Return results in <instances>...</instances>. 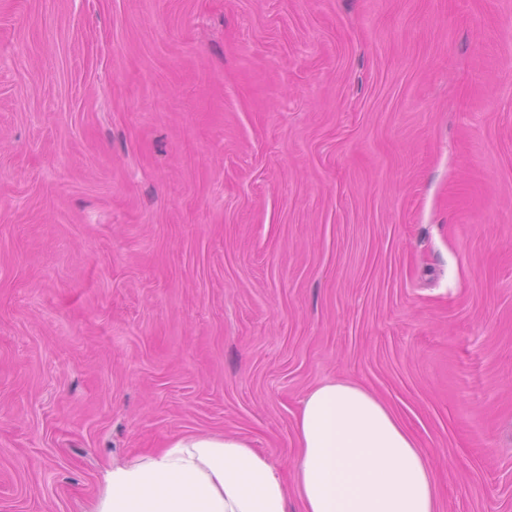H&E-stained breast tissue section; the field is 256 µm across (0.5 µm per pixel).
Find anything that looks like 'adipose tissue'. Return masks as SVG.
Instances as JSON below:
<instances>
[{
    "label": "adipose tissue",
    "instance_id": "1",
    "mask_svg": "<svg viewBox=\"0 0 512 512\" xmlns=\"http://www.w3.org/2000/svg\"><path fill=\"white\" fill-rule=\"evenodd\" d=\"M299 454L285 482L241 436L188 434L113 467L96 512H438L432 465L415 436L365 387L328 378L301 399Z\"/></svg>",
    "mask_w": 512,
    "mask_h": 512
}]
</instances>
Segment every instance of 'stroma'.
<instances>
[{
	"label": "stroma",
	"instance_id": "35a3bbf8",
	"mask_svg": "<svg viewBox=\"0 0 512 512\" xmlns=\"http://www.w3.org/2000/svg\"><path fill=\"white\" fill-rule=\"evenodd\" d=\"M327 378L512 512V0H0V512Z\"/></svg>",
	"mask_w": 512,
	"mask_h": 512
}]
</instances>
